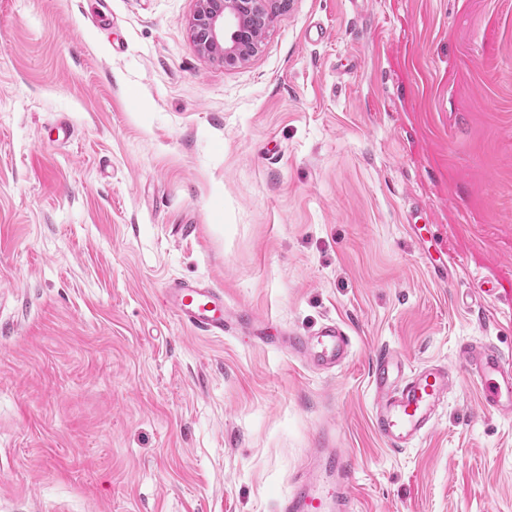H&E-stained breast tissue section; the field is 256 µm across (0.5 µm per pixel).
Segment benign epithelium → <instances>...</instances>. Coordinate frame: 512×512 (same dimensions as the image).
<instances>
[{"instance_id": "benign-epithelium-1", "label": "benign epithelium", "mask_w": 512, "mask_h": 512, "mask_svg": "<svg viewBox=\"0 0 512 512\" xmlns=\"http://www.w3.org/2000/svg\"><path fill=\"white\" fill-rule=\"evenodd\" d=\"M287 7L288 0H197L190 21L192 37L208 56H219L230 65L245 61L260 48V43L247 38V14L272 17Z\"/></svg>"}]
</instances>
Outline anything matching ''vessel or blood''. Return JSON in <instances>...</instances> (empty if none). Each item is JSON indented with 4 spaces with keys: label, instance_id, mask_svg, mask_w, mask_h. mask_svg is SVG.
I'll use <instances>...</instances> for the list:
<instances>
[{
    "label": "vessel or blood",
    "instance_id": "b4317fda",
    "mask_svg": "<svg viewBox=\"0 0 512 512\" xmlns=\"http://www.w3.org/2000/svg\"><path fill=\"white\" fill-rule=\"evenodd\" d=\"M162 301L184 326L201 335L247 332L261 341L266 338L267 321L227 311L223 290L212 284L170 281ZM280 343L320 370L342 365L351 349L346 330L333 320L310 332H289ZM462 355L481 381L484 407L512 416V358L491 345L466 346ZM371 385L373 427L389 447L401 449L431 429L455 380L448 366L430 364L409 370L397 354L384 350L373 364ZM352 468L353 459L346 450L337 447L329 435H321L294 492L278 512H354L348 482Z\"/></svg>",
    "mask_w": 512,
    "mask_h": 512
}]
</instances>
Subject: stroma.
I'll return each instance as SVG.
<instances>
[{"label": "stroma", "mask_w": 512, "mask_h": 512, "mask_svg": "<svg viewBox=\"0 0 512 512\" xmlns=\"http://www.w3.org/2000/svg\"><path fill=\"white\" fill-rule=\"evenodd\" d=\"M195 9L0 0V512H276L322 427L356 512H512V416L461 356H512V0H291L234 66ZM173 279L339 322L350 358L195 334ZM385 349L457 378L399 451L370 422Z\"/></svg>", "instance_id": "1"}]
</instances>
